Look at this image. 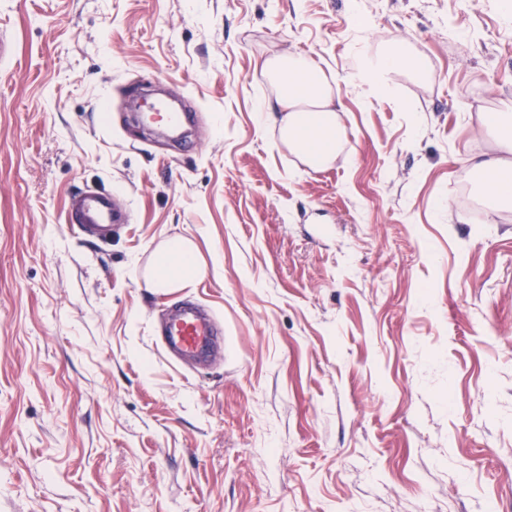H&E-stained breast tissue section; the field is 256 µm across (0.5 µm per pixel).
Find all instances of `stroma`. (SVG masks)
<instances>
[{"mask_svg":"<svg viewBox=\"0 0 512 512\" xmlns=\"http://www.w3.org/2000/svg\"><path fill=\"white\" fill-rule=\"evenodd\" d=\"M0 512H512V205L468 177L512 113L502 0H0ZM395 51L373 92L360 58ZM302 55L342 147L257 108ZM194 114L177 149L133 104ZM128 220L65 222L86 189ZM194 287H147L171 239ZM214 310L205 366L160 336Z\"/></svg>","mask_w":512,"mask_h":512,"instance_id":"stroma-1","label":"stroma"}]
</instances>
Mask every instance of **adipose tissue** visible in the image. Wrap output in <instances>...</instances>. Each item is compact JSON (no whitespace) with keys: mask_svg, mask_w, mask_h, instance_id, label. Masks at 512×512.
<instances>
[{"mask_svg":"<svg viewBox=\"0 0 512 512\" xmlns=\"http://www.w3.org/2000/svg\"><path fill=\"white\" fill-rule=\"evenodd\" d=\"M262 76L278 88L275 102L261 105L263 116L278 124L283 138L304 164L314 168L330 162L339 144L336 101L317 66L301 56H282L267 61ZM493 122L505 132L502 152L478 160L472 170L489 187L493 199L511 204L512 115L494 117ZM157 256L147 280L149 287L167 291L189 288L204 273L189 240L169 242Z\"/></svg>","mask_w":512,"mask_h":512,"instance_id":"adipose-tissue-1","label":"adipose tissue"}]
</instances>
